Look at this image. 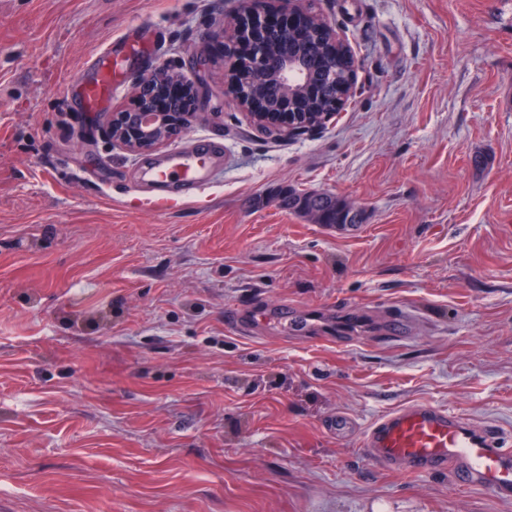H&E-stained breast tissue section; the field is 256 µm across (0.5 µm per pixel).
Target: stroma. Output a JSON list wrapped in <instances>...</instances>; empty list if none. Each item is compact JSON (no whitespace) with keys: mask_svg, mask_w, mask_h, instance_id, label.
Instances as JSON below:
<instances>
[{"mask_svg":"<svg viewBox=\"0 0 512 512\" xmlns=\"http://www.w3.org/2000/svg\"><path fill=\"white\" fill-rule=\"evenodd\" d=\"M297 5L356 68L343 112L288 140L226 91L209 34L242 0H0V512H512L325 429L429 403L512 445V0ZM107 48L129 57L110 106L162 65L200 88L154 154L64 95ZM200 138L224 148L211 187L151 203L141 166ZM291 187L360 229L281 207ZM273 305L302 338L224 325ZM282 201L288 205L289 210L307 220L313 207H321L324 210V218L320 211H315L312 215L311 223L313 224H323L325 219V224H345L341 228L347 231H356L363 223V211L358 210L353 213L350 205L333 194L288 188Z\"/></svg>","mask_w":512,"mask_h":512,"instance_id":"obj_1","label":"stroma"}]
</instances>
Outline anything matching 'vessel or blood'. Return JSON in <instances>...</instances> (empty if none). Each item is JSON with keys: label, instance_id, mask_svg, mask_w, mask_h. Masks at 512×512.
Returning a JSON list of instances; mask_svg holds the SVG:
<instances>
[{"label": "vessel or blood", "instance_id": "b4317fda", "mask_svg": "<svg viewBox=\"0 0 512 512\" xmlns=\"http://www.w3.org/2000/svg\"><path fill=\"white\" fill-rule=\"evenodd\" d=\"M122 67L121 60L111 52L98 54L69 84L67 93L85 112H99L111 97L115 76ZM217 156V147L200 139L191 151H175L149 163L142 177L158 183L175 174L185 193L203 191L211 185L212 164ZM270 320L292 330L301 326L303 317L279 306L250 317L233 311L227 314L225 324L234 333L247 335ZM361 445L390 470L422 474L455 467L473 484L500 495L512 493V452L501 448L497 430L489 426L473 428L464 419L433 405L408 404L383 415L365 431Z\"/></svg>", "mask_w": 512, "mask_h": 512}]
</instances>
